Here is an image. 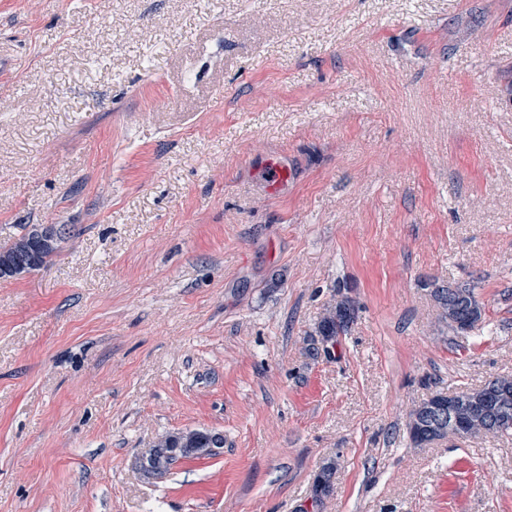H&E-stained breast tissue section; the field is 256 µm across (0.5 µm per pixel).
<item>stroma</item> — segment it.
Segmentation results:
<instances>
[{
	"instance_id": "obj_1",
	"label": "stroma",
	"mask_w": 512,
	"mask_h": 512,
	"mask_svg": "<svg viewBox=\"0 0 512 512\" xmlns=\"http://www.w3.org/2000/svg\"><path fill=\"white\" fill-rule=\"evenodd\" d=\"M24 224L71 233L0 279V512H512V435L407 426L512 375V0H0ZM185 429L223 453L146 473ZM430 294L436 303L439 317L453 331L467 333L483 317V308L474 292V285H441L434 283ZM355 303L348 297L336 299V303L327 309L320 320L316 333L321 336L322 343L335 345L340 336H346L357 319Z\"/></svg>"
}]
</instances>
